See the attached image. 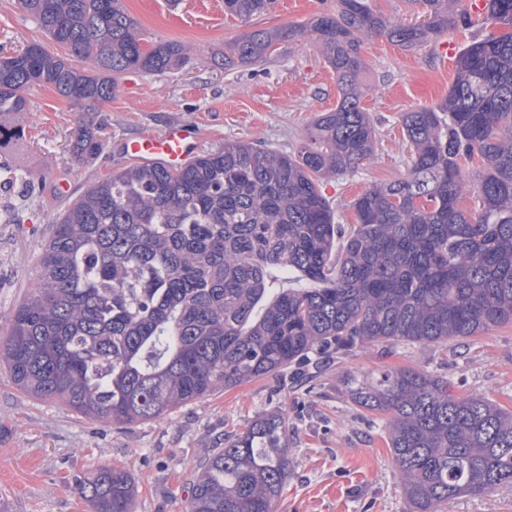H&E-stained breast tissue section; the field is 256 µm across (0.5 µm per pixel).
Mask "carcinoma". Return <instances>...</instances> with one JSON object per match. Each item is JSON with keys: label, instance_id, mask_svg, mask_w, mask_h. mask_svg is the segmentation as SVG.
Segmentation results:
<instances>
[{"label": "carcinoma", "instance_id": "carcinoma-1", "mask_svg": "<svg viewBox=\"0 0 512 512\" xmlns=\"http://www.w3.org/2000/svg\"><path fill=\"white\" fill-rule=\"evenodd\" d=\"M427 21L392 24L367 0L229 45L259 67L279 40L313 33L340 101L292 153L229 142L178 169L138 163L91 184L60 214L36 287L0 317V361L36 399L115 425L156 420L213 392L301 365L404 342L429 347L512 323V0H406ZM277 0H224L242 24ZM62 49L32 42L0 56V118L28 111L47 87L72 103H103L116 76L165 73L187 47L147 43L121 0H15ZM480 27L456 58L437 104L399 116L407 172L376 184L341 224L322 192L377 150L361 107L364 41L410 50L444 30ZM100 127L78 121L71 151L103 152ZM23 150L0 126V150ZM478 157L471 173L464 164ZM353 403L388 415V447L409 512L512 486V407L454 392L413 367L349 380ZM288 416L263 412L195 466L188 512H275L288 480ZM90 512H135V482L102 465L75 479Z\"/></svg>", "mask_w": 512, "mask_h": 512}]
</instances>
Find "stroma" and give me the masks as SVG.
I'll return each instance as SVG.
<instances>
[{
    "instance_id": "obj_1",
    "label": "stroma",
    "mask_w": 512,
    "mask_h": 512,
    "mask_svg": "<svg viewBox=\"0 0 512 512\" xmlns=\"http://www.w3.org/2000/svg\"><path fill=\"white\" fill-rule=\"evenodd\" d=\"M146 40H177L186 61L163 74L117 76L116 93L100 106L79 107L54 92L29 94L26 113L1 122L24 130L21 156L0 153V313L14 309L33 288L39 258L53 225L92 183L129 166L124 140L159 134L179 124L196 135L197 152L227 141L295 150L308 125L339 100L336 77L310 37L275 45L260 67L228 64L224 53L244 28L273 30L301 24L336 0H278L249 24L224 13V0H123ZM474 29H452L412 51L383 36L365 40L362 107L379 132L371 163L324 181L322 191L343 223L350 202L372 185L403 177L399 115L431 106L448 92L455 58L445 42L468 44ZM35 21L12 0H0V51L15 53L42 39ZM101 125L104 152L75 162L70 132L76 114ZM391 366L421 367L448 377L457 390L512 406V323L468 340L422 348L356 349L312 367L311 388L290 376L267 377L178 407L170 416L118 426L87 419L64 406L20 392L0 364V512H89L75 479L101 464L128 471L136 482V512H188L192 466L225 436L243 431L262 412L288 416L291 471L277 512H408L400 475L378 415L356 406L347 382Z\"/></svg>"
}]
</instances>
